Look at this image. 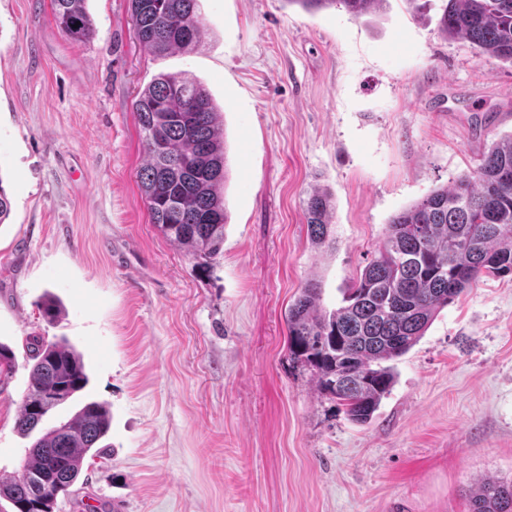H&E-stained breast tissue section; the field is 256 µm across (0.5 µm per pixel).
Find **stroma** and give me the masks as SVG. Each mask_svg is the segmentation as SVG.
Segmentation results:
<instances>
[{
	"instance_id": "1",
	"label": "stroma",
	"mask_w": 512,
	"mask_h": 512,
	"mask_svg": "<svg viewBox=\"0 0 512 512\" xmlns=\"http://www.w3.org/2000/svg\"><path fill=\"white\" fill-rule=\"evenodd\" d=\"M442 0L416 13H315L291 0H200L198 47L138 41L130 0H86L75 42L51 0H0V478L21 475L16 429L33 337L79 353L112 424L57 512H469L512 481V276L486 277L393 360L372 419L350 421L288 353L285 313L309 280L338 306L389 221L512 135V64L443 38ZM210 93L228 146L224 248L203 261L151 222L133 110L155 77ZM335 200V247L304 201ZM54 298L61 316L40 310ZM333 206L332 194L326 188H314L307 196L304 215L309 236L316 245H324L328 240Z\"/></svg>"
}]
</instances>
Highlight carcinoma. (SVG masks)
<instances>
[{
	"label": "carcinoma",
	"mask_w": 512,
	"mask_h": 512,
	"mask_svg": "<svg viewBox=\"0 0 512 512\" xmlns=\"http://www.w3.org/2000/svg\"><path fill=\"white\" fill-rule=\"evenodd\" d=\"M313 12L342 7L360 18L384 0H291ZM56 25L72 40L92 33L85 0H52ZM199 0H131L139 41L157 55L191 51L201 38ZM440 31L480 56L512 63V0H445ZM145 163L137 173L151 221L194 258L210 259L224 246L228 211L224 129L205 87L183 74H161L133 103ZM204 210L213 224H199ZM333 197L326 188L307 196L304 215L312 242L330 233ZM512 275V135L493 144L480 163L451 186L429 192L394 215L377 254L343 303L327 311L310 280L289 305L288 351L309 371L319 392L367 423L394 382L393 361L413 348L437 313L484 276ZM31 384L16 425L27 436L43 417L88 384L81 356L59 343L34 340ZM15 354L0 343V384ZM110 429L100 403L80 407L31 446L22 476L0 479V499L11 512L58 508L71 494L86 456L99 457ZM470 512H512V481L489 480L470 495Z\"/></svg>",
	"instance_id": "carcinoma-1"
}]
</instances>
